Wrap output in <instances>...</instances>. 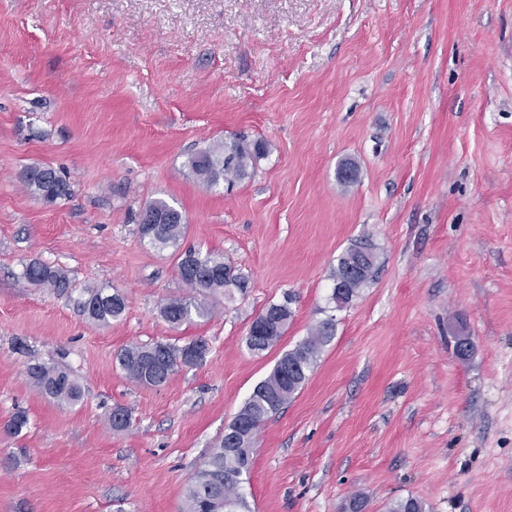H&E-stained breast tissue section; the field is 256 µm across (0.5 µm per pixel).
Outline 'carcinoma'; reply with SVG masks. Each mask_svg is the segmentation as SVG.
Returning a JSON list of instances; mask_svg holds the SVG:
<instances>
[{
	"instance_id": "carcinoma-1",
	"label": "carcinoma",
	"mask_w": 512,
	"mask_h": 512,
	"mask_svg": "<svg viewBox=\"0 0 512 512\" xmlns=\"http://www.w3.org/2000/svg\"><path fill=\"white\" fill-rule=\"evenodd\" d=\"M266 151V146H252L240 142L216 143L192 155L188 166L196 179L208 189L224 182L232 183L247 174L249 161ZM21 180L30 195L54 205L69 198L72 185L58 169L45 165H28L21 172ZM137 232L140 241L164 251L178 252L177 271L188 293L164 300L159 306L160 317L172 328H177L194 317L205 318L213 313L211 299L231 296L233 291L248 288V278L240 269L224 261V257L202 252L193 247L182 248L187 231L182 212L164 199L146 204L138 214ZM369 259L345 288L344 304H349L373 276L377 255L374 245L360 240L339 258L334 282H339L347 270L355 265L361 253ZM19 280L27 285L48 288L59 295H72L73 282L62 269L39 260L23 266ZM292 298L286 296L280 303H271L255 318L260 328L247 336L246 345L255 354H262L279 343L293 316ZM76 304L92 324L107 326L123 317L126 310L124 295L110 286H88L81 289ZM335 331L334 319L320 322L302 342L277 361L266 378L253 389L241 409L224 431V438L213 449L204 465L196 471L186 488L183 512H249V504L240 492L241 477L248 472L253 446L262 424L283 409L301 390L308 379L324 346ZM208 345L200 339L183 346L173 343L132 344L116 354L125 377L144 387L164 385L171 375L182 367L202 362ZM28 383L42 396L62 406L78 404L83 393L72 373L55 364L35 362L27 365ZM131 420L124 407H115L110 414L112 428L125 430ZM238 439L242 448L235 456L224 452L234 447ZM388 512H428L427 504L419 498L407 497L387 506Z\"/></svg>"
}]
</instances>
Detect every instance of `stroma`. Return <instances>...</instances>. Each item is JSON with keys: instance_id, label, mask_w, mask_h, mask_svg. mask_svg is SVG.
<instances>
[{"instance_id": "35a3bbf8", "label": "stroma", "mask_w": 512, "mask_h": 512, "mask_svg": "<svg viewBox=\"0 0 512 512\" xmlns=\"http://www.w3.org/2000/svg\"><path fill=\"white\" fill-rule=\"evenodd\" d=\"M239 138L266 153L206 189L189 154ZM34 163L63 169L72 197L30 195ZM157 198L185 215V245L249 278L176 329L158 312L186 292L176 256L134 220ZM360 238L378 269L339 309L333 272ZM32 260L121 290L123 318L95 326L23 286ZM288 294L284 336L253 354V320ZM328 318L332 340L256 438L251 512L356 496L365 512L407 496L512 512V0H0V512H182L255 385ZM199 338L204 360L160 387L115 363ZM34 360L70 369L81 403L36 392Z\"/></svg>"}]
</instances>
